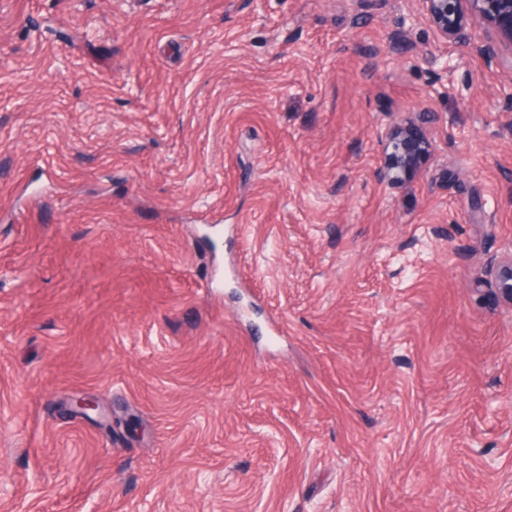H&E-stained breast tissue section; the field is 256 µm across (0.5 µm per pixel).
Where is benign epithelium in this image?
<instances>
[{
  "instance_id": "obj_1",
  "label": "benign epithelium",
  "mask_w": 512,
  "mask_h": 512,
  "mask_svg": "<svg viewBox=\"0 0 512 512\" xmlns=\"http://www.w3.org/2000/svg\"><path fill=\"white\" fill-rule=\"evenodd\" d=\"M423 15L445 41L471 47L467 14L471 13L491 26L499 42L512 50V0H419ZM384 160L380 167L383 180L392 185L418 168L432 154L433 142L414 127H396L384 135ZM502 298L512 303V260L498 272ZM67 411L85 419L104 417L102 401L92 396H74Z\"/></svg>"
}]
</instances>
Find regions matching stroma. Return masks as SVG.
<instances>
[{"label":"stroma","instance_id":"35a3bbf8","mask_svg":"<svg viewBox=\"0 0 512 512\" xmlns=\"http://www.w3.org/2000/svg\"><path fill=\"white\" fill-rule=\"evenodd\" d=\"M510 88L417 0H0V512H512ZM384 141V160L380 167L383 180L392 185L418 168L432 154L433 142L414 127H395L381 136ZM67 411L85 419L95 420L104 417L102 401L92 396H74L67 404Z\"/></svg>","mask_w":512,"mask_h":512}]
</instances>
